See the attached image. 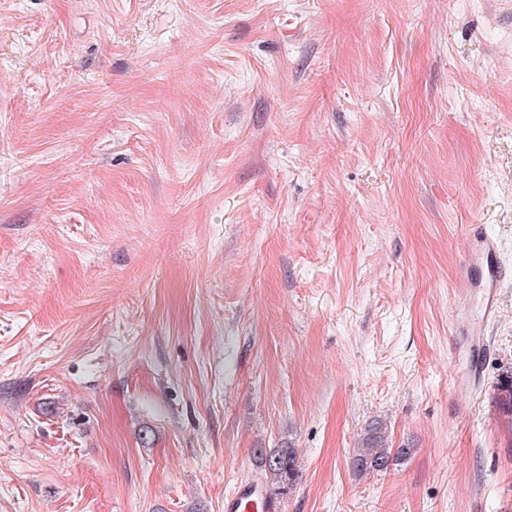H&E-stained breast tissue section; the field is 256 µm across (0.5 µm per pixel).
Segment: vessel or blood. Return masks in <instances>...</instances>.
Here are the masks:
<instances>
[{
  "label": "vessel or blood",
  "instance_id": "b4317fda",
  "mask_svg": "<svg viewBox=\"0 0 512 512\" xmlns=\"http://www.w3.org/2000/svg\"><path fill=\"white\" fill-rule=\"evenodd\" d=\"M499 243L486 235L466 254V275L463 281L466 298L476 300V319L466 325L473 347L488 351V327L495 320L500 306V288L507 276L498 262ZM224 512H282L281 504L259 483L238 484L224 498Z\"/></svg>",
  "mask_w": 512,
  "mask_h": 512
}]
</instances>
